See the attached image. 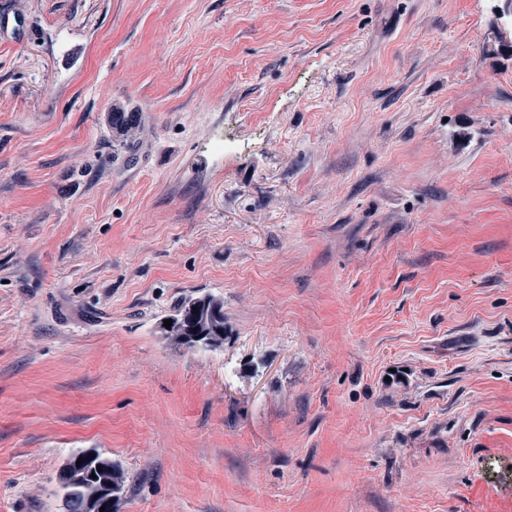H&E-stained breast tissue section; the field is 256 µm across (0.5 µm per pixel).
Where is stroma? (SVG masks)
<instances>
[{"instance_id": "1", "label": "stroma", "mask_w": 512, "mask_h": 512, "mask_svg": "<svg viewBox=\"0 0 512 512\" xmlns=\"http://www.w3.org/2000/svg\"><path fill=\"white\" fill-rule=\"evenodd\" d=\"M501 6L0 0V512H512ZM197 298H205L207 300V305L217 310V316L215 318H212L209 327L201 328V331L207 330L205 336H181V340L183 342L182 345L193 348L201 346L204 347L206 345H209L208 336H224V302L221 299L215 298L210 295ZM197 298H189L178 305L176 313L172 315V317L181 316V318L179 319V322L175 324V326H183V320L185 319L189 311L193 315L194 321L198 318L199 313L202 309V306L201 304H199V302H196L195 304L190 306L188 311L186 309L187 306L193 303L194 300ZM192 307H195V310H192ZM218 330H222V333H218ZM78 458H86V461L76 466ZM71 459L74 471L62 482L63 488L74 492L82 504L98 496L99 504L105 506L103 512H117L118 494L124 483L121 465L96 452L93 455L77 453ZM97 465L101 466V471L97 470ZM91 474H95L96 478H91ZM77 475L80 478L74 479ZM108 483H112V486H108Z\"/></svg>"}]
</instances>
